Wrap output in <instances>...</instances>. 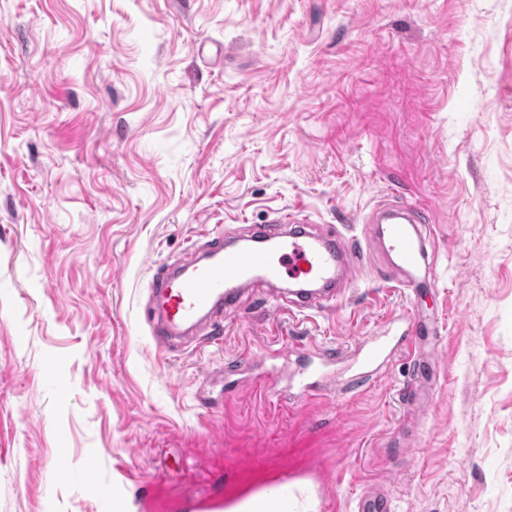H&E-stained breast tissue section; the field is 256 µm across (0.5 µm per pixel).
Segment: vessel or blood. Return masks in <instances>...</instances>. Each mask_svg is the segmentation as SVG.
<instances>
[{
    "label": "vessel or blood",
    "instance_id": "1",
    "mask_svg": "<svg viewBox=\"0 0 512 512\" xmlns=\"http://www.w3.org/2000/svg\"><path fill=\"white\" fill-rule=\"evenodd\" d=\"M380 239L398 258L392 278L404 288L420 287L418 275L427 252L424 245L426 212L409 203H382L367 218ZM244 246L209 236L183 257L156 267L149 288L152 304L147 322L159 351L191 338L194 344L218 339L215 321L233 313L248 286H276L275 307L291 313L320 308L337 300L354 272H367L361 248L334 229H321L304 219L281 216L275 224L251 225ZM436 320L427 319L398 330L389 324L380 335L365 336L351 350L311 344L295 351L296 368L288 377V397L313 398L333 391L342 396L359 392L387 371L401 351L415 353L420 342H437ZM434 375L409 373L402 396L409 405L432 401ZM291 476L257 488L249 500L230 502L217 497L198 502L199 512H292L298 494ZM394 497L382 484L366 485L353 512H393Z\"/></svg>",
    "mask_w": 512,
    "mask_h": 512
}]
</instances>
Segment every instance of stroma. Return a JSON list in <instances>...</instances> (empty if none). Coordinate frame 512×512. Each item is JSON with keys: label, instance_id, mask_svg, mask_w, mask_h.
<instances>
[{"label": "stroma", "instance_id": "1", "mask_svg": "<svg viewBox=\"0 0 512 512\" xmlns=\"http://www.w3.org/2000/svg\"><path fill=\"white\" fill-rule=\"evenodd\" d=\"M431 208L429 287L361 277L309 317L249 287L222 345L162 354L154 268L202 233L299 211ZM437 316L433 405L409 364L291 401L224 362L350 348ZM327 475L395 512H512V0H0V512H194L248 475ZM434 372H409L401 391L409 406L427 405L432 402ZM394 497L381 483L366 485L354 502V512H393Z\"/></svg>", "mask_w": 512, "mask_h": 512}]
</instances>
